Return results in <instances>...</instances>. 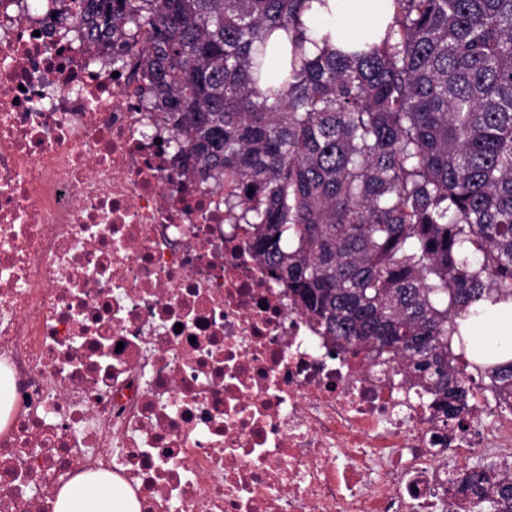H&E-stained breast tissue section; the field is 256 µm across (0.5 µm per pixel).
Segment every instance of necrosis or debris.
I'll return each instance as SVG.
<instances>
[{"mask_svg": "<svg viewBox=\"0 0 512 512\" xmlns=\"http://www.w3.org/2000/svg\"><path fill=\"white\" fill-rule=\"evenodd\" d=\"M27 2L0 0V512L98 469L142 512H475L437 452L512 459V413L444 423L396 366L333 352L173 168L136 50Z\"/></svg>", "mask_w": 512, "mask_h": 512, "instance_id": "1", "label": "necrosis or debris"}]
</instances>
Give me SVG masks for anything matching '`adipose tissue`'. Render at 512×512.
Segmentation results:
<instances>
[{"mask_svg":"<svg viewBox=\"0 0 512 512\" xmlns=\"http://www.w3.org/2000/svg\"><path fill=\"white\" fill-rule=\"evenodd\" d=\"M394 0H313L302 16L308 56L330 48L354 53L380 44L393 21ZM470 357L494 362L512 358V305L487 306L468 324ZM54 512H141L131 490L106 472L87 473L64 485Z\"/></svg>","mask_w":512,"mask_h":512,"instance_id":"1","label":"adipose tissue"}]
</instances>
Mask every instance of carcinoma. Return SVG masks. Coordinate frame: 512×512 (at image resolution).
I'll return each mask as SVG.
<instances>
[{"instance_id": "obj_1", "label": "carcinoma", "mask_w": 512, "mask_h": 512, "mask_svg": "<svg viewBox=\"0 0 512 512\" xmlns=\"http://www.w3.org/2000/svg\"><path fill=\"white\" fill-rule=\"evenodd\" d=\"M382 44L307 56L310 0H63L101 44L146 36L141 93L178 170L224 188L251 249L339 351L396 364L444 420L512 406V359L468 357L461 325L512 303V0H395ZM291 71L260 88L266 45ZM253 189L241 195L242 187ZM512 512V468L456 478ZM267 57L270 58V70L268 78L261 83L262 90L271 88L276 91L280 88L281 80L278 77L282 68L290 70V60L292 57V44L290 38L275 33L271 37L267 48Z\"/></svg>"}]
</instances>
